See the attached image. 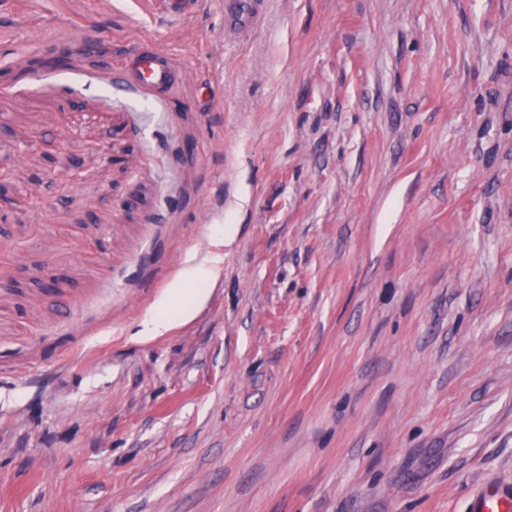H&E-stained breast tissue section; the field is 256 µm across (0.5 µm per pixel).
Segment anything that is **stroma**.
<instances>
[{"label": "stroma", "instance_id": "stroma-1", "mask_svg": "<svg viewBox=\"0 0 512 512\" xmlns=\"http://www.w3.org/2000/svg\"><path fill=\"white\" fill-rule=\"evenodd\" d=\"M198 2L0 0V512L512 488V0ZM259 2L257 0H225L224 16L227 22L235 20L256 21L259 18ZM135 77L149 87L166 86L171 82V72L159 55H138L135 60ZM174 326V318L169 308L168 300L159 304L145 322V333L158 336Z\"/></svg>", "mask_w": 512, "mask_h": 512}]
</instances>
